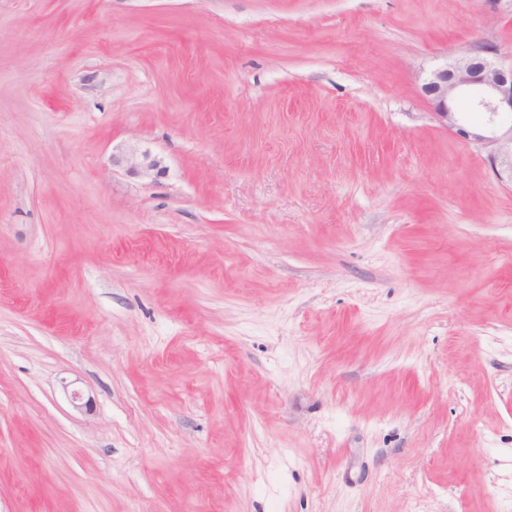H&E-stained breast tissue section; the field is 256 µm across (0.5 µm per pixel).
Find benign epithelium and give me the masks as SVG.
Wrapping results in <instances>:
<instances>
[{
  "instance_id": "7a95c632",
  "label": "benign epithelium",
  "mask_w": 512,
  "mask_h": 512,
  "mask_svg": "<svg viewBox=\"0 0 512 512\" xmlns=\"http://www.w3.org/2000/svg\"><path fill=\"white\" fill-rule=\"evenodd\" d=\"M436 120L465 141L488 150L493 165L507 170L512 180V51L503 53L498 46L479 44L455 58L453 64L432 72L422 85ZM466 99L486 114L482 127L465 124L456 112V103ZM124 161L133 171L144 173L156 162L148 153L135 150Z\"/></svg>"
}]
</instances>
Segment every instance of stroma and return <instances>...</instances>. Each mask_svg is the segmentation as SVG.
<instances>
[{
	"label": "stroma",
	"instance_id": "35a3bbf8",
	"mask_svg": "<svg viewBox=\"0 0 512 512\" xmlns=\"http://www.w3.org/2000/svg\"><path fill=\"white\" fill-rule=\"evenodd\" d=\"M482 42L512 0H0V512H507L512 182L421 91Z\"/></svg>",
	"mask_w": 512,
	"mask_h": 512
}]
</instances>
